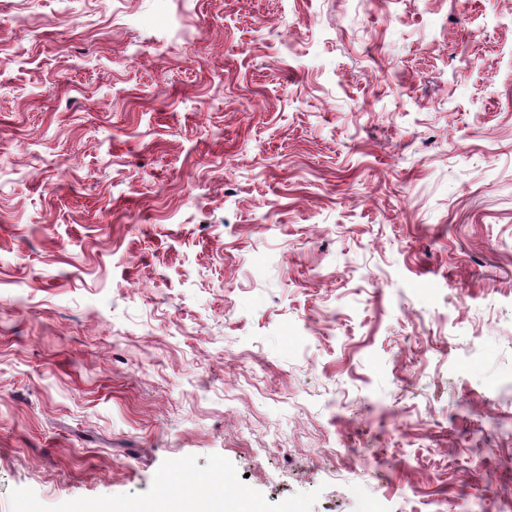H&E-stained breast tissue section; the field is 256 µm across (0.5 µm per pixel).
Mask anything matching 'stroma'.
<instances>
[{
  "instance_id": "obj_1",
  "label": "stroma",
  "mask_w": 512,
  "mask_h": 512,
  "mask_svg": "<svg viewBox=\"0 0 512 512\" xmlns=\"http://www.w3.org/2000/svg\"><path fill=\"white\" fill-rule=\"evenodd\" d=\"M0 47V512H512V0H0ZM224 486L223 475L217 481L212 483L205 493L196 494L191 493L190 495H184L177 497V503L179 510L177 512H203L200 509L203 500H207L210 510L206 512H222L218 509V503L221 499H224V495L221 493V487Z\"/></svg>"
}]
</instances>
